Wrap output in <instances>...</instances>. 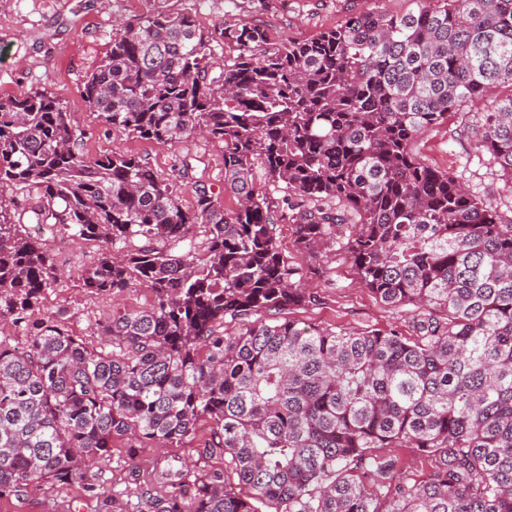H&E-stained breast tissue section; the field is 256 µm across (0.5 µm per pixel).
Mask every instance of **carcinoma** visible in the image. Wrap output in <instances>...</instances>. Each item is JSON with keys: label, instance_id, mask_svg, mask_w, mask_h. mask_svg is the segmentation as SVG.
<instances>
[{"label": "carcinoma", "instance_id": "cac0c4a2", "mask_svg": "<svg viewBox=\"0 0 512 512\" xmlns=\"http://www.w3.org/2000/svg\"><path fill=\"white\" fill-rule=\"evenodd\" d=\"M237 51L209 73L214 39L189 15L123 25L84 99L139 138L224 144L227 213L194 204L134 155L86 156L53 96L0 101V501L39 482L98 512H512V219L412 149L492 88L479 148L512 180V0H427L357 14L308 40L224 29ZM288 187L296 242L339 245L395 330L301 327L304 270L277 245L278 211L254 177ZM26 201L20 205L17 197ZM105 244L77 273L91 294L150 290L100 326L98 347L52 312L31 320L60 269L61 232ZM234 325L230 331L227 325ZM224 465L173 459L118 505L93 466L118 440H195ZM416 448L428 477L396 476Z\"/></svg>", "mask_w": 512, "mask_h": 512}]
</instances>
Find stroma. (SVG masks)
Wrapping results in <instances>:
<instances>
[{"mask_svg":"<svg viewBox=\"0 0 512 512\" xmlns=\"http://www.w3.org/2000/svg\"><path fill=\"white\" fill-rule=\"evenodd\" d=\"M424 0H0V100L36 89L52 93L66 106L73 124L84 133L83 150L91 157L127 154L146 159L161 176L175 179L183 206L194 201V184L211 187L225 210L235 202L224 193V147L205 139L161 143L134 137L109 127L90 112L84 84L112 46L118 24L134 22L154 12L188 14L219 37L224 28L253 23L276 40L309 39L343 24L349 17L377 9L391 14L418 10ZM492 104L484 98L468 104L448 121L426 131L415 152L434 167L450 171L472 193L497 205L504 218L512 217V183L501 177L487 153L477 147L475 115ZM190 158L188 176L177 164ZM280 250L307 269L305 285L314 304L292 311L299 325L338 326L352 330L393 329L406 332L403 312L377 300L357 279L347 254L336 247L312 256L302 251L295 226L281 220L277 228ZM151 301L145 289L118 297L84 292L75 279H65L44 299V307L60 313L66 326L86 341L99 338V325L116 309H139ZM0 512H90L74 488L49 483L31 487L21 501L0 502Z\"/></svg>","mask_w":512,"mask_h":512,"instance_id":"stroma-1","label":"stroma"}]
</instances>
